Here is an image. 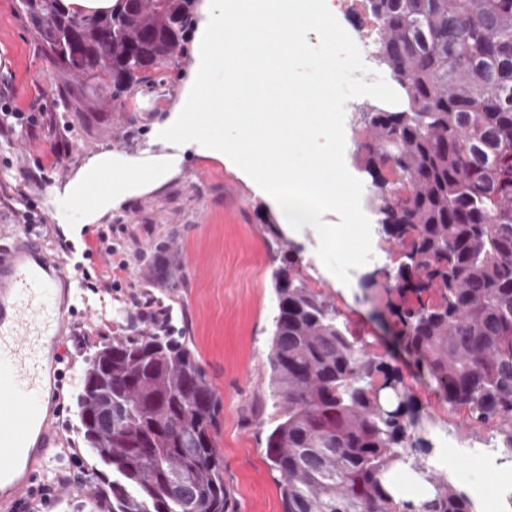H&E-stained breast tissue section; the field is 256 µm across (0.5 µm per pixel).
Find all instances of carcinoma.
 <instances>
[{
    "instance_id": "1",
    "label": "carcinoma",
    "mask_w": 512,
    "mask_h": 512,
    "mask_svg": "<svg viewBox=\"0 0 512 512\" xmlns=\"http://www.w3.org/2000/svg\"><path fill=\"white\" fill-rule=\"evenodd\" d=\"M193 0H116L82 15L65 0H19L62 69L117 98L178 68ZM375 59L401 106L365 113L362 161L382 230L401 246L400 334L436 389L493 423L512 454V0H370ZM284 249L269 379L266 457L283 512H476L470 494L426 467L430 415L401 375L367 350ZM76 404L102 466L108 512H229L216 436L220 400L166 315L102 346ZM430 488L398 504L382 476Z\"/></svg>"
}]
</instances>
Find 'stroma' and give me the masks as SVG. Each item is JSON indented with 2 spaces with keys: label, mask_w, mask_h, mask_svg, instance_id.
Returning <instances> with one entry per match:
<instances>
[{
  "label": "stroma",
  "mask_w": 512,
  "mask_h": 512,
  "mask_svg": "<svg viewBox=\"0 0 512 512\" xmlns=\"http://www.w3.org/2000/svg\"><path fill=\"white\" fill-rule=\"evenodd\" d=\"M193 64L188 54L163 83L134 86L116 99L95 94L79 77L56 68L19 0H0V105L35 119L31 133L0 132V252L24 235L15 211L26 205L69 236L79 253L100 232H110L127 249L130 266L121 287L92 296L88 316L69 318L70 332L60 341L64 363L82 376L101 346L140 328L131 316L132 298L168 311L175 334L187 338L221 398L217 449L231 512H282L264 445L274 414L268 358L276 310L272 273L281 247L269 231L277 217L262 194L195 146L182 152L168 181L82 225L79 234H72L76 217L63 215L58 193L92 155L135 156L152 164L167 153V145L152 136L178 102ZM374 104L368 96L347 103L344 163L363 183L361 207L375 227L380 216L369 202L375 187L357 157L361 111ZM396 269L393 263L379 271L362 267L346 284L328 273L320 291L353 334L399 370L415 404L433 418L434 432L451 434L456 447H471L488 426L450 408L398 336ZM76 327L84 331L82 340L71 334ZM78 392V386H67L57 398L55 450L91 480L98 466L82 443Z\"/></svg>",
  "instance_id": "1"
}]
</instances>
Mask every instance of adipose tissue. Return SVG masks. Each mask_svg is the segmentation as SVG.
<instances>
[{"label":"adipose tissue","mask_w":512,"mask_h":512,"mask_svg":"<svg viewBox=\"0 0 512 512\" xmlns=\"http://www.w3.org/2000/svg\"><path fill=\"white\" fill-rule=\"evenodd\" d=\"M176 171V166L167 161L150 167L137 157L102 154L92 158L76 178L65 186L64 196L74 200L83 195L92 181L104 183V190L80 211L82 223L91 224L104 212L161 184Z\"/></svg>","instance_id":"1"}]
</instances>
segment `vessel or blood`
I'll use <instances>...</instances> for the list:
<instances>
[{
    "instance_id": "vessel-or-blood-1",
    "label": "vessel or blood",
    "mask_w": 512,
    "mask_h": 512,
    "mask_svg": "<svg viewBox=\"0 0 512 512\" xmlns=\"http://www.w3.org/2000/svg\"><path fill=\"white\" fill-rule=\"evenodd\" d=\"M82 285L63 259L25 236L0 257V506L15 504L51 471L49 385L70 384L56 348Z\"/></svg>"
}]
</instances>
